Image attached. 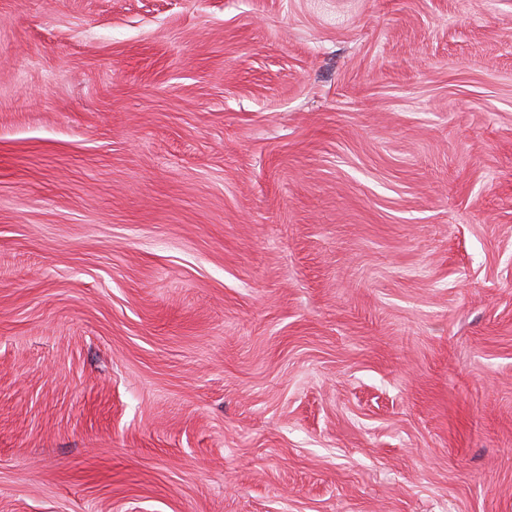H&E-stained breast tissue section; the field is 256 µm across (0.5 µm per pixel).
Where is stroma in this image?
Returning a JSON list of instances; mask_svg holds the SVG:
<instances>
[{
	"instance_id": "35a3bbf8",
	"label": "stroma",
	"mask_w": 512,
	"mask_h": 512,
	"mask_svg": "<svg viewBox=\"0 0 512 512\" xmlns=\"http://www.w3.org/2000/svg\"><path fill=\"white\" fill-rule=\"evenodd\" d=\"M0 512H512V0H0Z\"/></svg>"
}]
</instances>
